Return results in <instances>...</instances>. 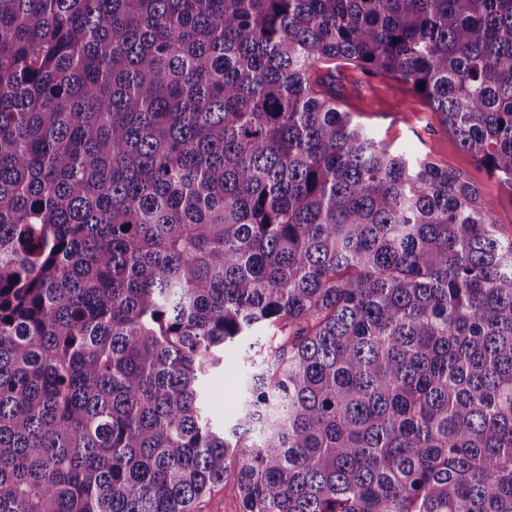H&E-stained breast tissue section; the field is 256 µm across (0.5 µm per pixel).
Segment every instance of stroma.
Returning a JSON list of instances; mask_svg holds the SVG:
<instances>
[{
  "label": "stroma",
  "instance_id": "1",
  "mask_svg": "<svg viewBox=\"0 0 512 512\" xmlns=\"http://www.w3.org/2000/svg\"><path fill=\"white\" fill-rule=\"evenodd\" d=\"M343 104L357 121L390 144L392 150L412 158H426L441 167L467 175L484 198L495 204L497 230L512 236V194L503 190L486 169L464 151L446 131L438 113L409 85L385 76H368L354 68L341 69L338 77ZM270 342L258 333L252 342H240L224 352V366L209 372L203 384L206 408L220 424H232L238 412V384L248 362L245 352L262 358Z\"/></svg>",
  "mask_w": 512,
  "mask_h": 512
}]
</instances>
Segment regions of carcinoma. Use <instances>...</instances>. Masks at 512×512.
<instances>
[{
  "label": "carcinoma",
  "mask_w": 512,
  "mask_h": 512,
  "mask_svg": "<svg viewBox=\"0 0 512 512\" xmlns=\"http://www.w3.org/2000/svg\"><path fill=\"white\" fill-rule=\"evenodd\" d=\"M347 66L512 192V0H0V512H512V237ZM336 76L344 108L353 112L357 121L394 151L465 173L482 196L494 202L499 234L505 238L512 235L511 195L460 147L438 113L432 112L409 85L391 77L368 76L354 68H340ZM250 343H255L250 354L258 361L264 356V350L270 343V336L261 331L250 336L236 346L224 350V370L209 372L204 379L203 392L206 408L213 419L226 426L232 424L238 412V384L243 378L249 361L244 357ZM257 343V344H256ZM199 510L201 512H242L243 507L232 483L228 482L226 486L217 490L209 500L203 503Z\"/></svg>",
  "instance_id": "1"
}]
</instances>
